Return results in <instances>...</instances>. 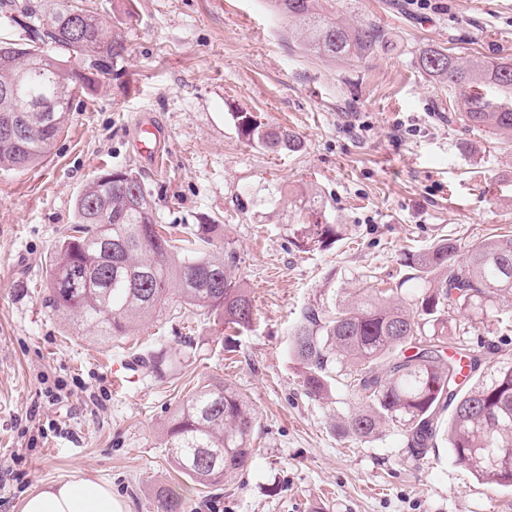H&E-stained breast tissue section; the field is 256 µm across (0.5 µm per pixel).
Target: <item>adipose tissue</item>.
Returning a JSON list of instances; mask_svg holds the SVG:
<instances>
[{"instance_id": "obj_1", "label": "adipose tissue", "mask_w": 512, "mask_h": 512, "mask_svg": "<svg viewBox=\"0 0 512 512\" xmlns=\"http://www.w3.org/2000/svg\"><path fill=\"white\" fill-rule=\"evenodd\" d=\"M21 512H125V507L111 485L76 473L30 492Z\"/></svg>"}]
</instances>
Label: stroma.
I'll return each mask as SVG.
<instances>
[{
    "mask_svg": "<svg viewBox=\"0 0 512 512\" xmlns=\"http://www.w3.org/2000/svg\"><path fill=\"white\" fill-rule=\"evenodd\" d=\"M124 40L121 70L79 95L41 163L0 173V512L41 485L82 472L111 483L128 512H156L179 485L184 512H512V491L478 481L446 445L412 458L398 431L368 441L334 426L344 390L309 397L291 331L319 295L346 299L366 277L392 281L406 250L436 238L512 235V143L466 125L455 88L426 75L420 48L458 61L512 58V0H336L387 45L338 63L304 52L265 0H83ZM302 141L296 152L249 144L232 114ZM163 126L166 162H141L138 115ZM139 175L159 223L219 219L254 298V324L224 348V325L172 299L130 335L100 339L55 312L46 269L74 201L103 167ZM317 195L343 241L303 252L290 233ZM167 349L180 373L140 371L114 389L109 365ZM245 393L257 416L250 467L218 490L171 468L162 428L197 385Z\"/></svg>",
    "mask_w": 512,
    "mask_h": 512,
    "instance_id": "35a3bbf8",
    "label": "stroma"
}]
</instances>
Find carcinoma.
<instances>
[{
  "instance_id": "obj_1",
  "label": "carcinoma",
  "mask_w": 512,
  "mask_h": 512,
  "mask_svg": "<svg viewBox=\"0 0 512 512\" xmlns=\"http://www.w3.org/2000/svg\"><path fill=\"white\" fill-rule=\"evenodd\" d=\"M293 23L304 51L332 60L366 58L384 43L380 28L336 18L322 0H267ZM24 38L0 37V88L18 84L17 96L0 94V124L17 126L16 139H0V171L21 172L51 151L65 132L78 94L102 74L118 71L125 44L77 0L50 7L5 0ZM419 65L428 76L459 90L458 110L468 126L512 141V106L483 96L494 84L512 89V60L462 66L445 49L427 48ZM29 100L53 103L52 124L36 112H17ZM238 133L264 149L295 152L301 141L287 129H269L250 112H234ZM123 175L115 182L112 174ZM75 223L58 241L45 288L51 308L116 338L159 314L178 297L217 317L234 333L252 327L254 305L238 275L237 252L213 249L223 225L192 228L157 223L154 203L134 172L102 168L75 201ZM182 233L176 237V233ZM346 228L331 223L323 200L299 208L293 244L303 252L327 248ZM402 276L389 288H366L357 298L319 302L294 326L290 355L305 393L325 399L343 387L353 400L338 431L364 440L390 428L424 456L437 441L482 483L512 490V363L482 368L483 352L470 348V329L494 334L501 305L512 299V237H486L463 247L441 237L403 259ZM152 373L181 365L177 352L159 350L143 360ZM448 410V421L441 412ZM256 412L224 382L196 389L172 413L164 445L175 470L199 487L234 480L252 462ZM157 512H184L179 493H157Z\"/></svg>"
}]
</instances>
